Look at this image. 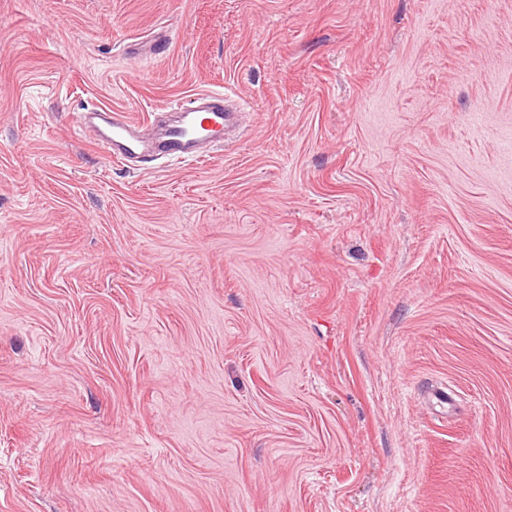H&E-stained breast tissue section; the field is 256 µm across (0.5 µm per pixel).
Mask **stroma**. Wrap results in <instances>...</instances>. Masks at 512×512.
<instances>
[{
    "mask_svg": "<svg viewBox=\"0 0 512 512\" xmlns=\"http://www.w3.org/2000/svg\"><path fill=\"white\" fill-rule=\"evenodd\" d=\"M0 512H512V0H0ZM174 119L157 127L149 138L143 124L110 107H95L80 113L79 121L90 127L108 159L169 158L190 160L199 156L203 144L221 145L220 134L235 124L236 112L226 106L223 93H202L187 104H175Z\"/></svg>",
    "mask_w": 512,
    "mask_h": 512,
    "instance_id": "1",
    "label": "stroma"
}]
</instances>
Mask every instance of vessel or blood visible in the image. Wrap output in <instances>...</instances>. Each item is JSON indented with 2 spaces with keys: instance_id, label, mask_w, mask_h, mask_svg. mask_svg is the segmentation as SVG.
<instances>
[{
  "instance_id": "vessel-or-blood-1",
  "label": "vessel or blood",
  "mask_w": 512,
  "mask_h": 512,
  "mask_svg": "<svg viewBox=\"0 0 512 512\" xmlns=\"http://www.w3.org/2000/svg\"><path fill=\"white\" fill-rule=\"evenodd\" d=\"M174 110L173 120L149 137L143 135L142 123L105 106L82 112L79 121L94 131L106 157L190 160L198 158L203 144H218L236 118L223 94L215 92L199 94Z\"/></svg>"
}]
</instances>
